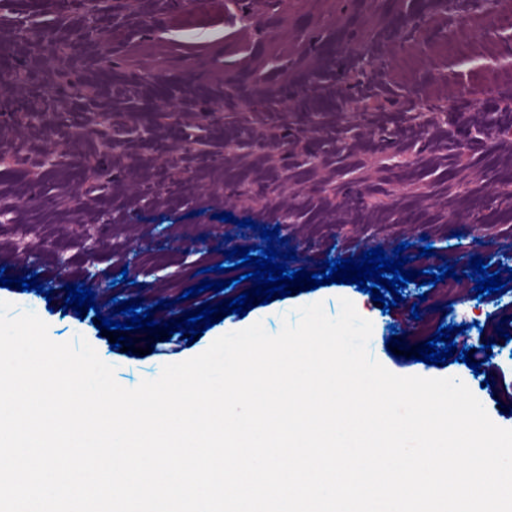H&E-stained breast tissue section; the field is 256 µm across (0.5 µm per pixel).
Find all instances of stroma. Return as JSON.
<instances>
[{"label": "stroma", "instance_id": "35a3bbf8", "mask_svg": "<svg viewBox=\"0 0 512 512\" xmlns=\"http://www.w3.org/2000/svg\"><path fill=\"white\" fill-rule=\"evenodd\" d=\"M77 2L62 19L29 0L0 8L56 31L50 57L22 40L0 43V268L28 276L15 256L38 252V278L52 291L0 286V300L36 313L53 341L85 338L129 389L227 328L259 321L274 335L298 307L320 302L334 317L346 298L372 322L368 349L388 370L458 378L512 429V400L496 399L465 363H399L387 344L398 331L417 350L428 339L420 323L462 324L457 348L492 343L494 376L512 381V341L494 332L512 315V287L482 300L469 288L455 301L439 285L404 288L389 310L354 285L295 287L191 340L129 332L144 356L111 348L94 324L117 298L170 301L154 315L161 321L241 294L248 283L184 296L202 278L222 279L215 266L226 251L261 245L264 227L295 250V270L402 243L409 269L429 273L512 250V84L477 93L485 72H512V34L489 44L480 24L431 14L430 0H419L427 24L408 44L396 39L407 0H207L190 28L180 0L157 14L145 0ZM85 27L90 35L74 39ZM457 39L464 54L442 51ZM367 50L370 68L357 61ZM422 235L432 256L419 253ZM133 257L130 282H120ZM89 265L101 273L89 282L96 310L64 311L66 285L85 282Z\"/></svg>", "mask_w": 512, "mask_h": 512}]
</instances>
